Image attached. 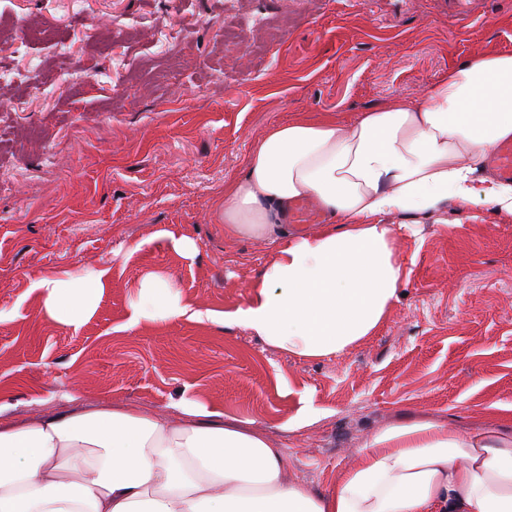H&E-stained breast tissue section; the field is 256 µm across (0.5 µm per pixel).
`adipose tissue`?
I'll return each instance as SVG.
<instances>
[{"label": "adipose tissue", "mask_w": 512, "mask_h": 512, "mask_svg": "<svg viewBox=\"0 0 512 512\" xmlns=\"http://www.w3.org/2000/svg\"><path fill=\"white\" fill-rule=\"evenodd\" d=\"M512 139V54L474 53L419 101L393 98L343 123L335 115L272 125L224 184V235L273 258L245 306L223 322L302 358L338 355L371 336L404 268L393 216L428 218L481 200L512 216V182L487 172ZM314 202L326 224L288 233L289 209ZM105 273L62 271L36 287L45 311L79 329ZM129 325L210 318L147 272ZM177 417L135 405L76 407L29 420L0 404V512H512V443L413 422L375 434L333 489L285 478L267 437L191 400Z\"/></svg>", "instance_id": "obj_1"}]
</instances>
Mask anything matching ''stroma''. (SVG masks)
I'll return each instance as SVG.
<instances>
[{
    "mask_svg": "<svg viewBox=\"0 0 512 512\" xmlns=\"http://www.w3.org/2000/svg\"><path fill=\"white\" fill-rule=\"evenodd\" d=\"M480 50L512 53V0H0V403L31 418L69 392L167 415L194 399L263 432L317 491L396 424L512 438V219L478 201L398 235L402 295L341 354L128 324L151 269L202 309L247 302L272 251L225 238L224 183L270 126L418 99ZM55 269L109 272L79 331L32 287ZM308 399L314 421L290 429Z\"/></svg>",
    "mask_w": 512,
    "mask_h": 512,
    "instance_id": "1",
    "label": "stroma"
}]
</instances>
